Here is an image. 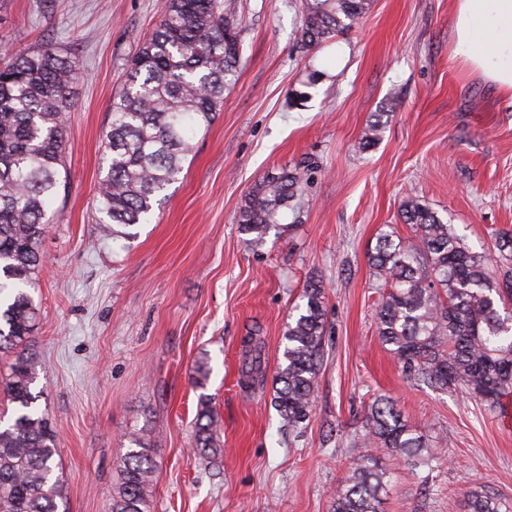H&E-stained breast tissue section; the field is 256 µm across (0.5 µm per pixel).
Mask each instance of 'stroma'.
I'll list each match as a JSON object with an SVG mask.
<instances>
[{
	"mask_svg": "<svg viewBox=\"0 0 512 512\" xmlns=\"http://www.w3.org/2000/svg\"><path fill=\"white\" fill-rule=\"evenodd\" d=\"M300 2L239 0L243 61L218 119L150 220L106 238L98 187L110 105L166 0H0V63L50 39L79 72L65 116L68 193L31 291L38 405L58 433L67 512H108L134 430L156 465L151 512H330L368 451V407L380 397L436 457L416 470L385 456V512H465L480 486L512 500V420L404 377L377 335L383 290L367 263L385 226L411 236L400 206L415 196L496 267L495 240L512 232V104L455 56L454 0H373L358 27L310 51L298 43ZM382 111L379 143L364 146ZM305 158L314 168L300 223L244 242L237 215L253 185ZM312 277L325 285V353L297 433L269 380ZM251 334L268 383L248 392ZM202 393L221 422L214 467L189 453Z\"/></svg>",
	"mask_w": 512,
	"mask_h": 512,
	"instance_id": "35a3bbf8",
	"label": "stroma"
}]
</instances>
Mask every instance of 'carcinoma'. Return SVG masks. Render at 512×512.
Instances as JSON below:
<instances>
[{"label":"carcinoma","mask_w":512,"mask_h":512,"mask_svg":"<svg viewBox=\"0 0 512 512\" xmlns=\"http://www.w3.org/2000/svg\"><path fill=\"white\" fill-rule=\"evenodd\" d=\"M372 0H301V46L315 49L353 28ZM237 0H167L164 18L130 60L126 88L113 100L98 192L103 232L146 220L158 196L178 180L193 139L217 117L224 90L242 62ZM75 61L55 43L11 55L0 67V396L15 407L0 426V512H59L64 483L55 474L57 431L39 411L35 391V330L39 309L28 289L44 262L41 243L55 223L53 209L66 150L65 112L77 80ZM386 113L363 132V145L380 140ZM305 187L299 169H282L257 182L237 224L248 242L300 221ZM412 236L380 234L367 263L387 288L378 311V336L406 378L434 389L461 390L487 409L506 412L512 398V233L499 235L504 268L490 273L454 225L415 197L401 205ZM284 333L282 361L273 378L274 405L288 426L301 429L312 413V394L324 359L325 287L312 279L302 290ZM246 387L264 383L261 350L245 351ZM367 441L414 466L436 460L423 435L411 429L389 398L368 410ZM218 415L199 396L192 453L221 455ZM121 483L109 512H150L155 464L140 433L128 434ZM386 470L362 455L336 489L332 512H382ZM468 512H512V502L486 489L468 496Z\"/></svg>","instance_id":"1"}]
</instances>
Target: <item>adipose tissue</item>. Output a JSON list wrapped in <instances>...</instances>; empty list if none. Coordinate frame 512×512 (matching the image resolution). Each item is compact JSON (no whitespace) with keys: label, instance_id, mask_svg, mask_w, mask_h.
I'll return each instance as SVG.
<instances>
[{"label":"adipose tissue","instance_id":"adipose-tissue-1","mask_svg":"<svg viewBox=\"0 0 512 512\" xmlns=\"http://www.w3.org/2000/svg\"><path fill=\"white\" fill-rule=\"evenodd\" d=\"M454 53L512 98V0H455Z\"/></svg>","mask_w":512,"mask_h":512}]
</instances>
